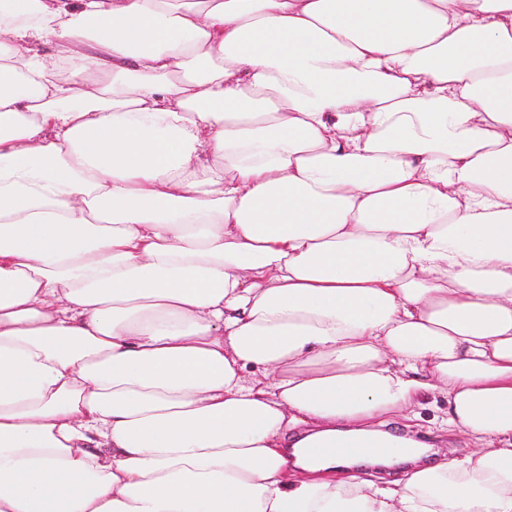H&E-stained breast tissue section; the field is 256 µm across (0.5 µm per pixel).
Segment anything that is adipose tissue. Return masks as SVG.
<instances>
[{"mask_svg": "<svg viewBox=\"0 0 512 512\" xmlns=\"http://www.w3.org/2000/svg\"><path fill=\"white\" fill-rule=\"evenodd\" d=\"M0 512H512V0H0ZM445 402L443 399L438 398L434 400L432 398H428L424 401L423 405L418 409L417 419L413 422L414 424H418L419 430L423 434H430L431 437H435L436 435H442L443 439L448 440V447L456 446L461 447L458 441L452 437L450 434H444L439 431V420L441 416V408L444 406ZM428 434V435H429ZM443 448L444 451L455 450L456 452H462L465 448Z\"/></svg>", "mask_w": 512, "mask_h": 512, "instance_id": "ef3b65f1", "label": "adipose tissue"}]
</instances>
